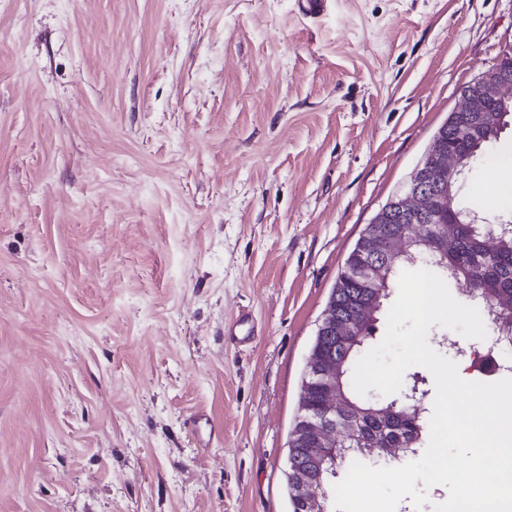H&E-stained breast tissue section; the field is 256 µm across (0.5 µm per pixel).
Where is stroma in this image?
Here are the masks:
<instances>
[{
    "label": "stroma",
    "instance_id": "obj_1",
    "mask_svg": "<svg viewBox=\"0 0 512 512\" xmlns=\"http://www.w3.org/2000/svg\"><path fill=\"white\" fill-rule=\"evenodd\" d=\"M510 47L512 0H0V512H290L337 278ZM228 336L238 344L248 343L254 336L253 319L249 312H239L228 327Z\"/></svg>",
    "mask_w": 512,
    "mask_h": 512
}]
</instances>
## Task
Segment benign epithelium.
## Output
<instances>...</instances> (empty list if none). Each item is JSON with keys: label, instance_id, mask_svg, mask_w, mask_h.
Wrapping results in <instances>:
<instances>
[{"label": "benign epithelium", "instance_id": "7a95c632", "mask_svg": "<svg viewBox=\"0 0 512 512\" xmlns=\"http://www.w3.org/2000/svg\"><path fill=\"white\" fill-rule=\"evenodd\" d=\"M462 96L466 101L463 111L469 113V120L495 135L499 124L505 122L507 116V113L499 111V107L512 101V72L499 64L488 68L464 87ZM466 167L467 159L445 149L442 133H437L424 164L413 172L405 191L391 200L392 206H384L386 210L392 207L399 211L404 224L398 232L386 233L376 227L380 220L373 219V226L364 232L357 245V251L365 257V261L355 268L345 267L346 274L365 282L373 290L376 301L355 315L340 320L336 319L335 302L331 300L326 306L317 331L316 352L308 357L302 381L304 395L314 381H319L324 388V399L314 410L308 404H302L298 432L309 454L321 465L336 461V426L341 423L350 431L357 429V421L348 419L338 410L343 399L339 384L341 363L326 359L321 349V339L334 326L336 335L353 336L358 342H363L361 326L376 320L378 301L387 292L393 264L417 253L432 259L446 255L448 242L459 221L445 220L435 202L445 196L448 183L457 179ZM418 221L425 224L428 233L421 237L408 235L406 224ZM420 403L422 400L415 389L401 392L394 406L400 408L401 415L417 416L421 410ZM369 451L380 461L397 458L402 449L387 447L384 438L377 435L372 439ZM286 478L289 479L295 512H329L328 493L322 476L298 470L290 457Z\"/></svg>", "mask_w": 512, "mask_h": 512}]
</instances>
